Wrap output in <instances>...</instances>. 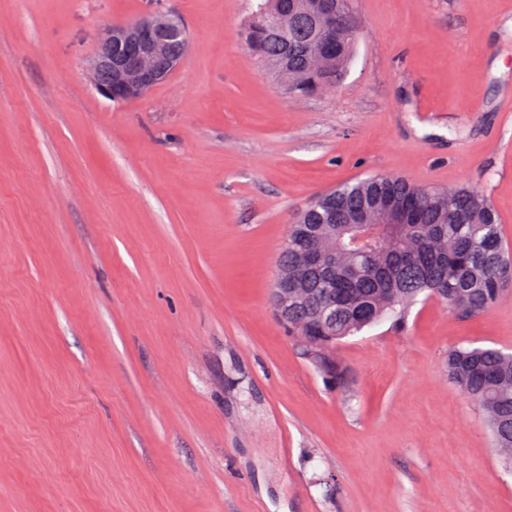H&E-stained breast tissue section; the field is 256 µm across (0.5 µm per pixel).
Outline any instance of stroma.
<instances>
[{
    "label": "stroma",
    "mask_w": 512,
    "mask_h": 512,
    "mask_svg": "<svg viewBox=\"0 0 512 512\" xmlns=\"http://www.w3.org/2000/svg\"><path fill=\"white\" fill-rule=\"evenodd\" d=\"M255 0H0V512H512L459 345L512 295L347 337L334 385L269 303L288 227L370 174L471 185L512 243V0H354L329 93L246 48ZM178 14L186 62L115 102L108 28Z\"/></svg>",
    "instance_id": "35a3bbf8"
}]
</instances>
